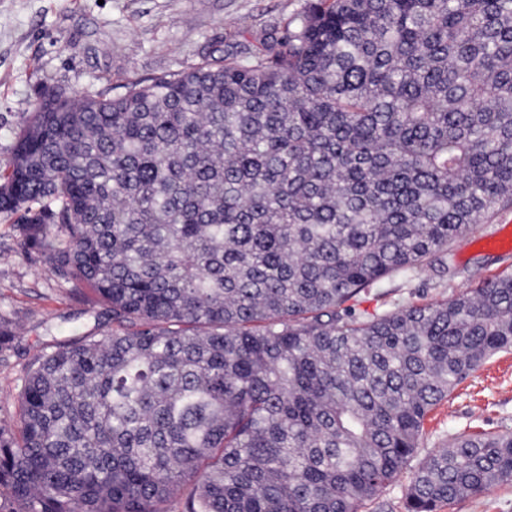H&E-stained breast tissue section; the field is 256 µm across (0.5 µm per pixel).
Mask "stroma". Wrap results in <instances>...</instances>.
Wrapping results in <instances>:
<instances>
[{
  "mask_svg": "<svg viewBox=\"0 0 512 512\" xmlns=\"http://www.w3.org/2000/svg\"><path fill=\"white\" fill-rule=\"evenodd\" d=\"M306 0H0V175L15 138L43 94L110 98L131 79L152 80L228 56L266 33L284 31ZM512 225L503 211L451 245L460 275L421 271L410 283L393 279L360 296L357 312L425 304L475 287L480 278L512 270V253L478 244ZM0 319L14 339L0 352V426L19 424V386L43 349L70 326H111L106 306L86 286L64 282L54 264L23 246L16 215L0 213ZM512 430V351L491 358L427 417L417 459L451 436Z\"/></svg>",
  "mask_w": 512,
  "mask_h": 512,
  "instance_id": "35a3bbf8",
  "label": "stroma"
}]
</instances>
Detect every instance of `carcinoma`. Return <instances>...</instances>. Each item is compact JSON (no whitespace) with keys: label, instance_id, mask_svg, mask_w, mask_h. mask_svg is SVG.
I'll return each instance as SVG.
<instances>
[{"label":"carcinoma","instance_id":"cac0c4a2","mask_svg":"<svg viewBox=\"0 0 512 512\" xmlns=\"http://www.w3.org/2000/svg\"><path fill=\"white\" fill-rule=\"evenodd\" d=\"M5 166L0 212L112 329L30 364L0 512H366L512 350V272L349 305L512 209V0H308L241 61L48 97ZM505 484L511 431L456 436L406 510Z\"/></svg>","mask_w":512,"mask_h":512}]
</instances>
